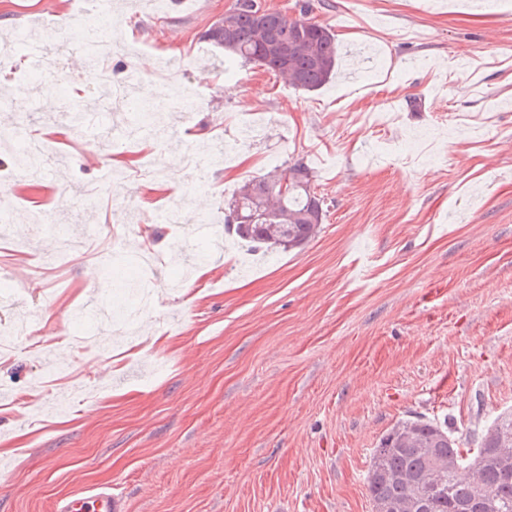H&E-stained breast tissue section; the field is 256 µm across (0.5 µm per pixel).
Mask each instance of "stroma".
Wrapping results in <instances>:
<instances>
[{"label": "stroma", "instance_id": "35a3bbf8", "mask_svg": "<svg viewBox=\"0 0 512 512\" xmlns=\"http://www.w3.org/2000/svg\"><path fill=\"white\" fill-rule=\"evenodd\" d=\"M113 2L137 39L98 41L100 62L118 74L141 57L174 61L204 93L194 131L230 158L206 173L203 239L194 223L159 222L171 194L146 210L105 187L81 205L78 188L109 163L112 104L75 80L86 57L67 49L60 94L31 98L44 45L16 33L92 38V4L0 0V130L40 135L66 107L85 113L39 180L0 154V187L19 203L0 222V288L78 334L71 311L103 297L85 265L109 258L137 282L146 224L151 280L166 284L145 309L114 289L138 334L100 320L117 358L66 353L52 391L34 380L55 348L24 340L0 363V438L25 436L0 458V512H52L99 484L120 489L125 512H372V452L397 422L446 418L476 447L512 410V0H309L340 50L311 92L254 63L225 71L206 33L236 0ZM298 160L325 200L320 233L299 251L210 248L237 188ZM36 194L50 224L28 220ZM202 246L214 273L195 282L181 262ZM21 390L34 407L12 404Z\"/></svg>", "mask_w": 512, "mask_h": 512}]
</instances>
